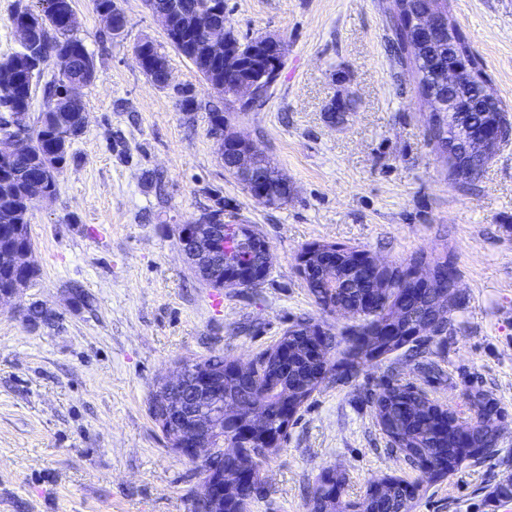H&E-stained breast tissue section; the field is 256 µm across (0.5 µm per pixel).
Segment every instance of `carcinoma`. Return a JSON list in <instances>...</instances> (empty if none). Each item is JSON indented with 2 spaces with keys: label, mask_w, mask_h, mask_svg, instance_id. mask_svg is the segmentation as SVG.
I'll return each instance as SVG.
<instances>
[{
  "label": "carcinoma",
  "mask_w": 512,
  "mask_h": 512,
  "mask_svg": "<svg viewBox=\"0 0 512 512\" xmlns=\"http://www.w3.org/2000/svg\"><path fill=\"white\" fill-rule=\"evenodd\" d=\"M153 15L165 18L171 25L169 33L180 36L182 42L172 45L195 66L201 77L208 83L224 84V106L238 112H250L262 105L269 95H264L248 105L237 104L233 80H224V70L235 69L247 57L253 48V40H243L230 26L226 30L227 49L221 58L213 59L205 65L200 58L188 49V45H202L207 36L204 18L213 24L224 23V12H212L211 3L223 0H147ZM444 11L448 10V0H393L389 5L392 38L390 49L401 64L407 65L417 76L419 94L424 95L433 90L437 96L435 110L439 120L431 128L432 139L438 145L448 140L453 133V121L448 119V97L446 96V79L448 66L459 61L469 51V43L458 28H453L459 56L448 54V42L426 43L419 51L412 53L407 45L414 41V33L409 27V14H422L429 4ZM39 43L43 50L42 60H54L55 69L52 77L44 85L43 108L36 125L30 124V107L33 94L44 72V66L37 68L28 63L30 46L20 44V49L9 56L0 58V71H6L5 80L11 86H0V134L10 133L15 126H24L29 132L28 143L21 150L7 159L0 160V248L16 251L32 246L30 236L29 209L35 184H42V190L56 194L59 177L71 159V147L78 138L75 134L80 125V113L84 107L83 89L95 79L86 63L89 51L84 43L70 36L72 29L62 15H49L38 28ZM64 47L70 61L63 62L60 55H48V50ZM142 68L151 73L157 83H162L166 72V56L154 43L140 46ZM66 88L73 93L63 107H52L58 90ZM253 156V177L261 179L268 187L266 206H278L287 201V187L276 167L268 157L256 150ZM453 174L472 181L479 176L482 164L472 165L467 153H453L448 156ZM195 274L214 288L223 287L224 267L209 270L190 262ZM38 275V268L29 270L17 267H0V289L10 288L16 281H33ZM331 273L322 265H317L306 279L307 286L316 302L324 307L332 301L336 305H350L355 294L348 288H332ZM398 287L414 289L409 299L402 298L400 291H387L381 280L374 279L366 287L377 290L383 302L378 308L367 313L371 317L368 332L363 342L358 344L359 353L365 350L383 355L404 344L407 333L413 330V322L435 308L429 289L417 281L397 280ZM27 318L33 323L49 324L56 319V314L39 302H33L27 309ZM399 326L400 336L394 343H389L378 336L379 327L387 322ZM206 371L223 374L227 367L233 365L222 355L210 356L202 360ZM262 371L261 382L253 379L255 369L241 371L234 378H224V402L242 406L256 399L263 403L267 419L265 426L269 430L281 429V405L287 403L299 408L322 384L332 368L321 365L312 355L300 336L283 335L276 345L258 364ZM412 391L409 386L396 387L385 401L376 404L378 422L395 451L411 464L415 458H425L433 465L432 477H440L461 468L472 459L471 448L457 446L452 433L456 427L454 418H448V425L438 423L439 414L432 406H422L416 412L411 411L409 403ZM476 410L483 416L479 428L472 435V448L487 450L495 444L496 418L492 410L484 405L475 404ZM242 470L234 460L224 461V471L228 473L224 485L232 495L247 500L254 496L256 489L240 482L237 472ZM402 480L393 478L384 486L380 494L370 503L362 502L363 512L375 509L377 512H408L411 505L404 502Z\"/></svg>",
  "instance_id": "carcinoma-1"
}]
</instances>
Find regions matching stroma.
I'll list each match as a JSON object with an SVG mask.
<instances>
[{"label": "stroma", "mask_w": 512, "mask_h": 512, "mask_svg": "<svg viewBox=\"0 0 512 512\" xmlns=\"http://www.w3.org/2000/svg\"><path fill=\"white\" fill-rule=\"evenodd\" d=\"M390 0H224L238 34L280 36L285 63L259 109L224 113L225 130L264 150L288 182L267 207L225 170L210 134L220 98L168 42L143 0H120L123 38L106 36L94 0H72L74 37L99 78L83 91L84 133L56 196L30 215L39 274L0 305V512H189L199 480L149 415L160 379L181 361L223 354L247 363L311 320L336 338L327 380L264 463L250 512H307L321 474L342 500L384 477L417 484L412 512H512V137L473 185L428 140L429 110L412 72L387 49ZM512 124V0H448ZM152 40L174 85L153 86L134 55ZM190 91L184 111L176 88ZM346 97L348 111L326 107ZM270 246L253 288L200 282L179 249L182 225L216 201ZM368 254L401 273L445 259L456 304L445 329L366 361L351 360L363 318L326 313L300 276L318 243ZM80 288L89 302L74 299ZM53 325L25 318L31 302ZM412 383L461 420L478 396L502 412L494 448L427 478L392 451L374 398Z\"/></svg>", "instance_id": "stroma-1"}]
</instances>
